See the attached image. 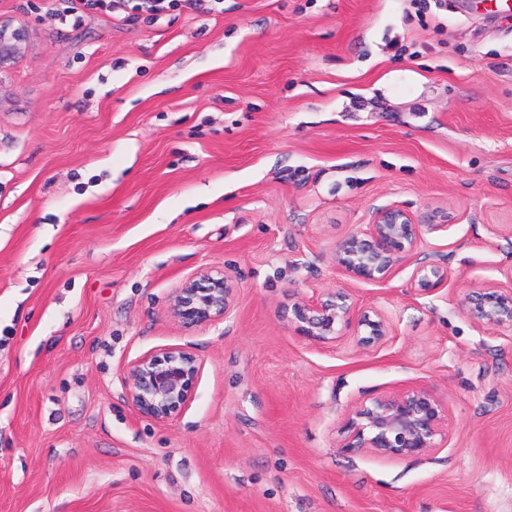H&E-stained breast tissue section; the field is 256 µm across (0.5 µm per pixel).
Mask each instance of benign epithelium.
<instances>
[{"mask_svg":"<svg viewBox=\"0 0 512 512\" xmlns=\"http://www.w3.org/2000/svg\"><path fill=\"white\" fill-rule=\"evenodd\" d=\"M27 31L0 18V73L9 70L24 54ZM448 229L446 224H418L413 215L390 206L375 212L372 221L360 225L336 243L337 268L348 278L379 281L402 259L413 255L422 234ZM415 277L429 290L448 278L439 265L417 268ZM235 306V285L220 271L211 270L187 278L174 290L171 316L187 328L211 324L229 315ZM463 314L478 326L512 330V288L495 282H478L465 289L460 300ZM297 331L311 341L335 343L352 322L364 328L356 337L363 348L384 344L390 335L387 319L376 312L357 313L343 288L319 294L293 306ZM200 365L182 347L148 353L131 366L126 395L144 418L165 423L192 401ZM445 408L432 394L410 390L385 396L356 407L344 424L341 448L395 458L423 453L447 439L443 428Z\"/></svg>","mask_w":512,"mask_h":512,"instance_id":"1","label":"benign epithelium"}]
</instances>
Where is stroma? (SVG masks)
I'll return each instance as SVG.
<instances>
[{
    "mask_svg": "<svg viewBox=\"0 0 512 512\" xmlns=\"http://www.w3.org/2000/svg\"><path fill=\"white\" fill-rule=\"evenodd\" d=\"M59 8L0 0L30 32L0 76V512H512V332L458 305L512 267V16ZM393 205L448 228L382 281L342 275L337 240ZM207 270L235 308L184 330L172 293ZM337 288L391 323L384 346L299 335L293 304ZM168 347L200 372L156 423L124 379ZM412 389L445 407L440 447L341 449L351 410ZM415 277L418 279L420 286L425 287L420 288L421 290H432L434 286L439 285L448 278V271L435 264L431 266L422 265L417 268ZM431 277L435 278V280H432Z\"/></svg>",
    "mask_w": 512,
    "mask_h": 512,
    "instance_id": "stroma-1",
    "label": "stroma"
}]
</instances>
